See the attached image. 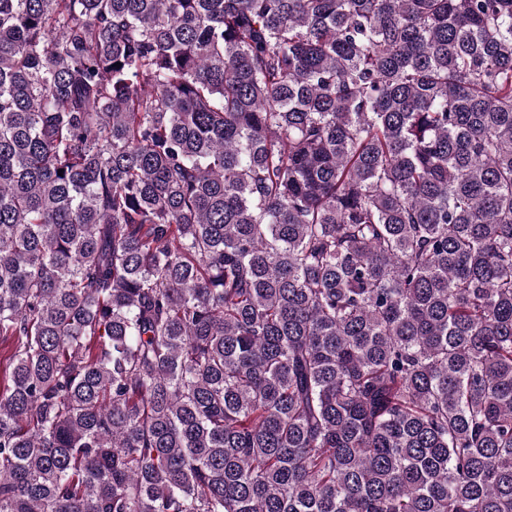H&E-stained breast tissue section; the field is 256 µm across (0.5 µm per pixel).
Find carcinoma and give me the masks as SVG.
<instances>
[{
  "label": "carcinoma",
  "instance_id": "1",
  "mask_svg": "<svg viewBox=\"0 0 512 512\" xmlns=\"http://www.w3.org/2000/svg\"><path fill=\"white\" fill-rule=\"evenodd\" d=\"M4 342L0 512H512V0H0Z\"/></svg>",
  "mask_w": 512,
  "mask_h": 512
}]
</instances>
